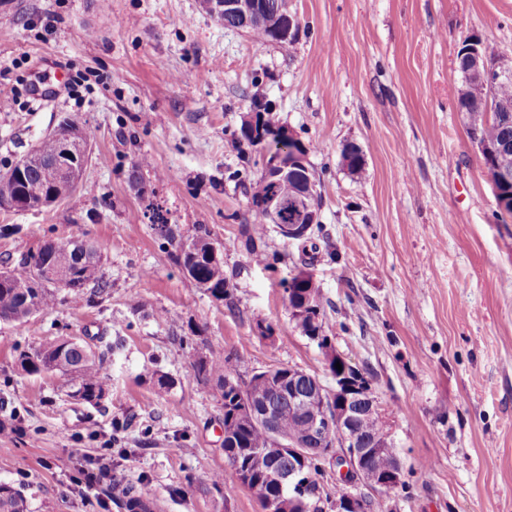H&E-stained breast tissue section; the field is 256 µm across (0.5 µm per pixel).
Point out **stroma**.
I'll return each instance as SVG.
<instances>
[{"mask_svg": "<svg viewBox=\"0 0 512 512\" xmlns=\"http://www.w3.org/2000/svg\"><path fill=\"white\" fill-rule=\"evenodd\" d=\"M293 44L225 28L204 0H0V170L63 120L92 144L79 189L39 212L0 210V262L48 239L101 251L106 295L59 293L26 322L0 321V484L29 512H124L69 474L112 444V473L153 512H261L224 456L222 391L195 364L236 354L238 375L295 366L327 379L284 288L308 265L336 349L366 370L413 470L401 512H512V218L496 220L482 150L457 105L456 55L475 37L512 64V0H289ZM76 77L40 111L23 86ZM261 86L308 145L320 177L319 252L268 230L256 263L233 171L259 167L224 146ZM359 148L364 169L342 162ZM182 238L206 228L233 296L197 288L151 228L147 200ZM61 336L121 347L101 367L109 394L70 398V378L23 375L16 356ZM174 382L157 396L152 372ZM124 425L113 433V422Z\"/></svg>", "mask_w": 512, "mask_h": 512, "instance_id": "obj_1", "label": "stroma"}]
</instances>
